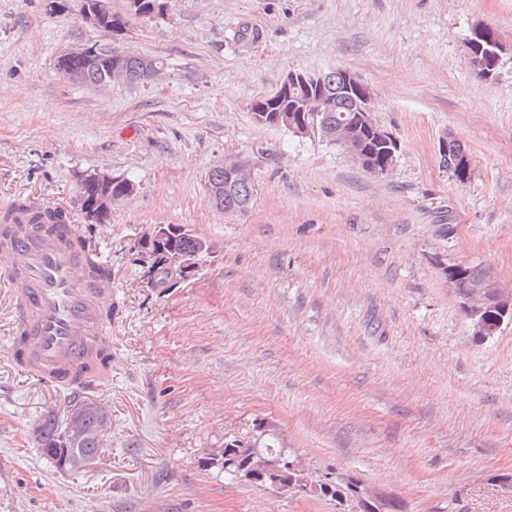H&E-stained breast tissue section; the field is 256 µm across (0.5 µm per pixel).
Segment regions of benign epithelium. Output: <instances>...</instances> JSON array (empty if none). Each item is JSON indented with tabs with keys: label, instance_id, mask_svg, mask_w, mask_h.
I'll return each mask as SVG.
<instances>
[{
	"label": "benign epithelium",
	"instance_id": "obj_1",
	"mask_svg": "<svg viewBox=\"0 0 512 512\" xmlns=\"http://www.w3.org/2000/svg\"><path fill=\"white\" fill-rule=\"evenodd\" d=\"M487 39L489 49L487 56L490 61V70H495L503 64L505 49L499 40L490 36V26L485 23H476L470 28V36L467 37L468 48L475 46V39ZM345 89L359 96L365 103L362 113L356 120L336 134V138L346 146V153L353 162L370 171L376 176L390 173L396 165L400 144L392 133L378 125L372 118L374 112V98L370 88L361 82L351 71L341 70ZM325 72L307 71L291 72L287 74L281 83L279 90L281 95L288 94L294 87L304 90L306 97L301 99L300 109L303 112H323L328 103L322 94ZM255 121L264 124L268 121L277 127H284L299 137H313L317 135V129L302 120V116L281 112L277 115H267L261 111L255 114ZM370 130L375 133V140L385 147V164L382 168L372 167L368 161L367 152L357 142V134L360 129ZM224 173L228 178H238L244 173H251L250 161L246 158H238L224 163ZM116 177L104 171H94L82 175V181L91 187L108 186ZM174 227L168 224H157L148 232L142 234L138 240L140 262L151 276L159 273L168 274L170 284L174 285L186 279L195 267L196 259L200 254L209 250V246L203 240L199 241L192 252L183 251L169 242L172 238ZM482 306L474 307L471 300L463 301L464 308L471 320L473 334L476 336L490 337L500 329L504 317L512 315V296L503 293L497 284L488 279L479 285Z\"/></svg>",
	"mask_w": 512,
	"mask_h": 512
}]
</instances>
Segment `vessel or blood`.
Here are the masks:
<instances>
[{
  "instance_id": "b4317fda",
  "label": "vessel or blood",
  "mask_w": 512,
  "mask_h": 512,
  "mask_svg": "<svg viewBox=\"0 0 512 512\" xmlns=\"http://www.w3.org/2000/svg\"><path fill=\"white\" fill-rule=\"evenodd\" d=\"M75 225L12 227L0 261L12 283L18 335L27 339L25 358L50 380L71 376L98 350H111L102 334L103 313L112 303V281L91 276Z\"/></svg>"
}]
</instances>
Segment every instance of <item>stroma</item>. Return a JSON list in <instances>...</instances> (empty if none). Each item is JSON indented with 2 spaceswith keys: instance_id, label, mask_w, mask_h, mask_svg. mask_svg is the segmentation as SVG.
Masks as SVG:
<instances>
[{
  "instance_id": "obj_1",
  "label": "stroma",
  "mask_w": 512,
  "mask_h": 512,
  "mask_svg": "<svg viewBox=\"0 0 512 512\" xmlns=\"http://www.w3.org/2000/svg\"><path fill=\"white\" fill-rule=\"evenodd\" d=\"M51 2L0 0V208H63L108 259L112 369L81 394L111 427L76 471L42 455L35 425L73 396L15 361L0 269V512H336L206 465L260 424L405 512H512V322L475 337L446 274L478 266L512 293V58L482 79L466 45L483 22L512 49V0H171L116 39L82 0ZM112 44L165 65L101 87L56 69ZM336 67L400 143L386 176L253 118L289 71ZM450 136L472 158L463 183L439 153ZM239 156L256 192L231 216L208 176ZM94 170L134 185L103 224L81 207ZM157 224L209 244L171 288L135 249Z\"/></svg>"
}]
</instances>
